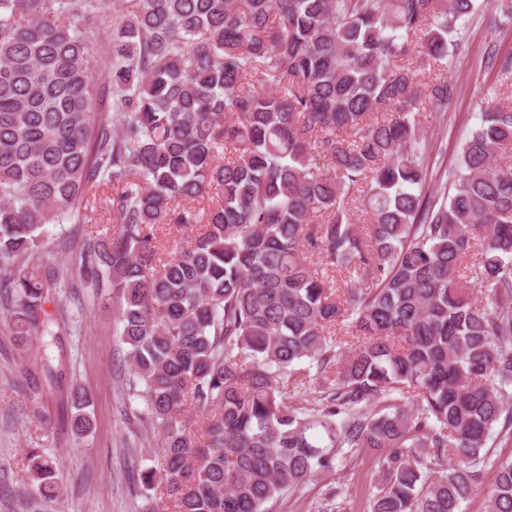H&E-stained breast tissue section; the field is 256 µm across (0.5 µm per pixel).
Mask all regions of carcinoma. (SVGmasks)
<instances>
[{
	"label": "carcinoma",
	"instance_id": "carcinoma-1",
	"mask_svg": "<svg viewBox=\"0 0 512 512\" xmlns=\"http://www.w3.org/2000/svg\"><path fill=\"white\" fill-rule=\"evenodd\" d=\"M105 7L0 0V318L24 347L67 323L49 289L109 292L160 436L134 469L145 506L158 486L171 512H270L366 448L371 512H463L488 466L484 512H512V459L488 447L512 439V104L436 180L413 115L448 111L472 0H134L97 56ZM105 187L115 230L93 235ZM51 224L74 230L54 244ZM159 225L196 234L164 261ZM89 403L72 392L80 438ZM27 460L53 498V460Z\"/></svg>",
	"mask_w": 512,
	"mask_h": 512
}]
</instances>
